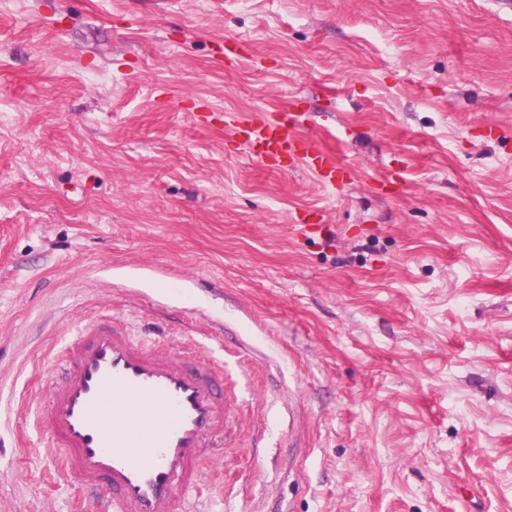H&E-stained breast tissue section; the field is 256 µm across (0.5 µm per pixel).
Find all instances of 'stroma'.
<instances>
[{
	"instance_id": "obj_1",
	"label": "stroma",
	"mask_w": 512,
	"mask_h": 512,
	"mask_svg": "<svg viewBox=\"0 0 512 512\" xmlns=\"http://www.w3.org/2000/svg\"><path fill=\"white\" fill-rule=\"evenodd\" d=\"M290 104L336 189L193 117ZM103 316L223 361L202 512H512V8L0 0V512H89L37 413Z\"/></svg>"
}]
</instances>
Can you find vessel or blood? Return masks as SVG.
Returning <instances> with one entry per match:
<instances>
[{"instance_id":"1","label":"vessel or blood","mask_w":512,"mask_h":512,"mask_svg":"<svg viewBox=\"0 0 512 512\" xmlns=\"http://www.w3.org/2000/svg\"><path fill=\"white\" fill-rule=\"evenodd\" d=\"M248 154L265 168H302L322 185L351 175L333 148L302 132L292 109L228 112ZM221 372L181 353H160L118 323H91L69 343L40 421L65 448L62 470L92 486L96 512H175L198 487L208 441L223 432Z\"/></svg>"}]
</instances>
